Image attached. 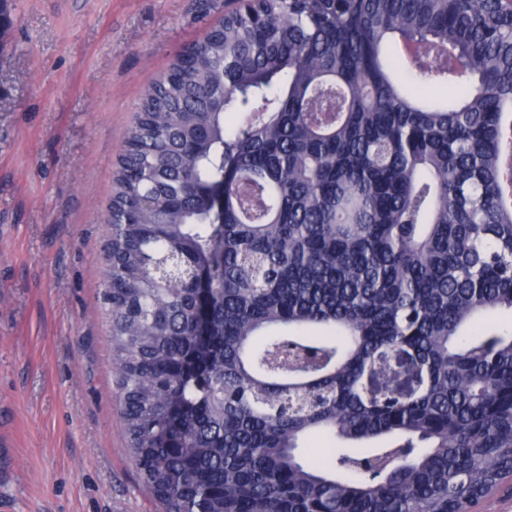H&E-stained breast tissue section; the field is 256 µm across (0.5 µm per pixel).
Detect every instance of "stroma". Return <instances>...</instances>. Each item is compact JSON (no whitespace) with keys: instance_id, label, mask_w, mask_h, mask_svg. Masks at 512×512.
Returning a JSON list of instances; mask_svg holds the SVG:
<instances>
[{"instance_id":"obj_1","label":"stroma","mask_w":512,"mask_h":512,"mask_svg":"<svg viewBox=\"0 0 512 512\" xmlns=\"http://www.w3.org/2000/svg\"><path fill=\"white\" fill-rule=\"evenodd\" d=\"M236 0H8L0 512H158L127 451L98 257L145 90Z\"/></svg>"}]
</instances>
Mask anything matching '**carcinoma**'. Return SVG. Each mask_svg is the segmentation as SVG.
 Returning a JSON list of instances; mask_svg holds the SVG:
<instances>
[{
    "mask_svg": "<svg viewBox=\"0 0 512 512\" xmlns=\"http://www.w3.org/2000/svg\"><path fill=\"white\" fill-rule=\"evenodd\" d=\"M104 223L120 420L161 512H464L512 473V326L485 325L512 312L497 0L224 14L144 92ZM395 350L417 389L370 392ZM308 434L326 457L299 459Z\"/></svg>",
    "mask_w": 512,
    "mask_h": 512,
    "instance_id": "1",
    "label": "carcinoma"
}]
</instances>
